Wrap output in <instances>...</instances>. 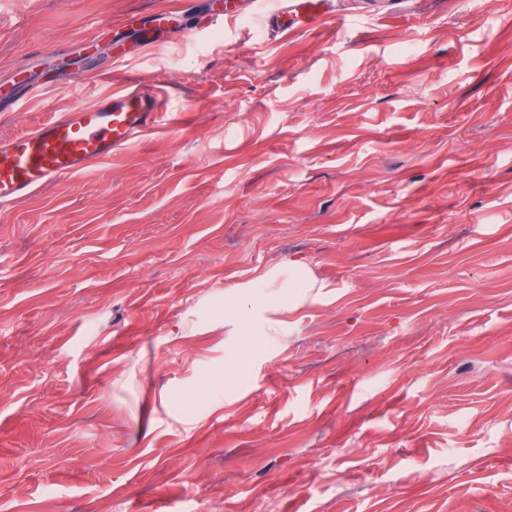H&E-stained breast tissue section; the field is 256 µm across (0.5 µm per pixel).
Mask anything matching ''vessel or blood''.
<instances>
[{
	"mask_svg": "<svg viewBox=\"0 0 512 512\" xmlns=\"http://www.w3.org/2000/svg\"><path fill=\"white\" fill-rule=\"evenodd\" d=\"M259 0H224L209 23L220 26L242 17H260L264 30L280 36L317 25L334 10V0H278L259 12ZM159 93L130 86L113 88L104 101L79 106L32 130L0 139V206L30 198L62 178L88 173L133 147L164 119L183 122L181 113H165Z\"/></svg>",
	"mask_w": 512,
	"mask_h": 512,
	"instance_id": "b4317fda",
	"label": "vessel or blood"
}]
</instances>
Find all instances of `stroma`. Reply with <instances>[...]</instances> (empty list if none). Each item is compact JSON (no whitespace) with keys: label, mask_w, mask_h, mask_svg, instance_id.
<instances>
[{"label":"stroma","mask_w":512,"mask_h":512,"mask_svg":"<svg viewBox=\"0 0 512 512\" xmlns=\"http://www.w3.org/2000/svg\"><path fill=\"white\" fill-rule=\"evenodd\" d=\"M335 4L0 0V137L186 115L0 208V512H512V0ZM258 6V0H225L224 8L210 16L209 26H221L245 16H261L263 30L284 37L311 28L334 12L333 0H280L275 8L263 14Z\"/></svg>","instance_id":"stroma-1"}]
</instances>
